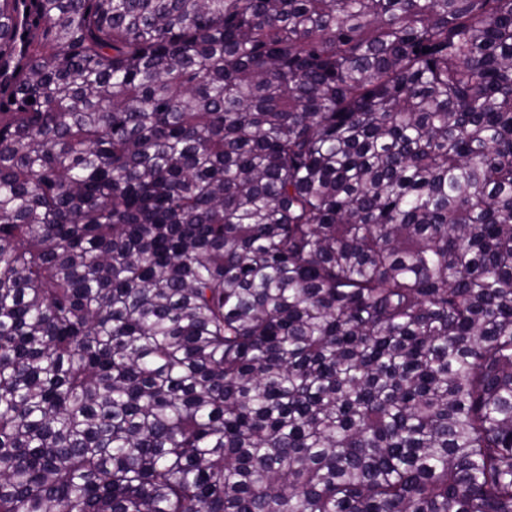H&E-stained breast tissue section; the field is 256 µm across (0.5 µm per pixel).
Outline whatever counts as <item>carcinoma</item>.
<instances>
[{
  "label": "carcinoma",
  "mask_w": 512,
  "mask_h": 512,
  "mask_svg": "<svg viewBox=\"0 0 512 512\" xmlns=\"http://www.w3.org/2000/svg\"><path fill=\"white\" fill-rule=\"evenodd\" d=\"M0 512H512V0H0Z\"/></svg>",
  "instance_id": "obj_1"
}]
</instances>
